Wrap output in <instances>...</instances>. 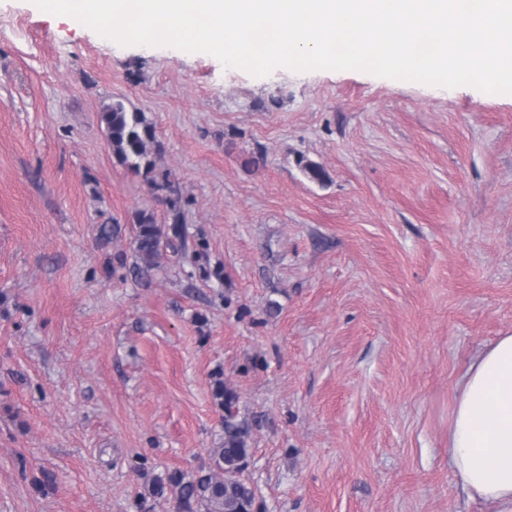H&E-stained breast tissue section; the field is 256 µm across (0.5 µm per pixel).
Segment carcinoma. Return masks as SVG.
<instances>
[{
  "instance_id": "obj_1",
  "label": "carcinoma",
  "mask_w": 512,
  "mask_h": 512,
  "mask_svg": "<svg viewBox=\"0 0 512 512\" xmlns=\"http://www.w3.org/2000/svg\"><path fill=\"white\" fill-rule=\"evenodd\" d=\"M113 153L132 172H139L146 161L155 132L144 113L128 111L121 100L106 106L99 116ZM172 245L169 230L156 222L151 213L136 215L133 250L142 270L155 266L163 250ZM218 395L224 401V440L209 451V466L197 473L172 474L158 477L151 491L160 497L169 492L176 512H254L255 500L246 483L241 460L250 456L249 430L233 407L238 401L236 392L220 386Z\"/></svg>"
}]
</instances>
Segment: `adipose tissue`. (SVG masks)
<instances>
[{
  "label": "adipose tissue",
  "instance_id": "ef3b65f1",
  "mask_svg": "<svg viewBox=\"0 0 512 512\" xmlns=\"http://www.w3.org/2000/svg\"><path fill=\"white\" fill-rule=\"evenodd\" d=\"M448 465L467 498L512 512V335L482 351L457 385Z\"/></svg>",
  "mask_w": 512,
  "mask_h": 512
}]
</instances>
